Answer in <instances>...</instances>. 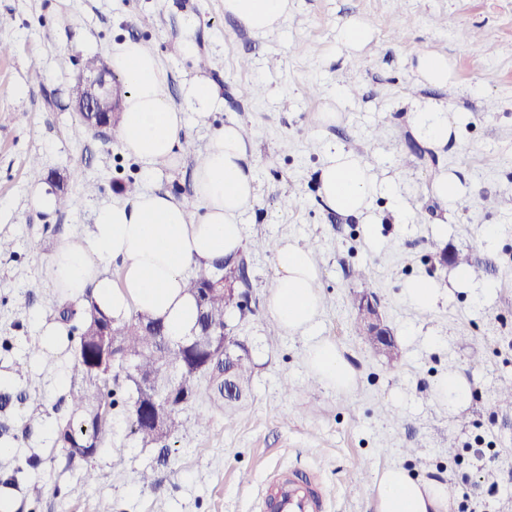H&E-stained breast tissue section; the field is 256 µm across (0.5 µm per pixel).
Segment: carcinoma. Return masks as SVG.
I'll return each mask as SVG.
<instances>
[{"label": "carcinoma", "mask_w": 512, "mask_h": 512, "mask_svg": "<svg viewBox=\"0 0 512 512\" xmlns=\"http://www.w3.org/2000/svg\"><path fill=\"white\" fill-rule=\"evenodd\" d=\"M224 266V278L236 287L250 289L249 263L241 253L234 260L219 259L214 266ZM212 287L210 271L202 269L187 279V291L194 297L197 307L196 328L189 336H172L161 321L142 312H133L128 319L117 322L95 305L82 309V328L86 336L79 341L72 369L73 385L69 392L70 414L58 427L57 442L61 445L66 464L89 462L108 440L112 428L110 385L123 382L129 385L130 432L144 446L158 444L178 430L177 417H172L166 429L157 433L136 420V405L143 392L139 381L151 379L159 384L163 393H171L172 405L182 408L193 402L197 395L194 384L200 377L209 379L211 391L222 401L224 416L231 417L236 404L224 400V359L211 357L217 345V328L228 327L224 343L239 352L233 364V376L242 387L250 389L254 362L246 344L233 335L234 327L228 322L229 313L238 309L237 297L222 291L201 295L202 289ZM120 329L119 346L110 357L101 360L95 333L107 328ZM176 371L184 378L185 386L173 390Z\"/></svg>", "instance_id": "cac0c4a2"}]
</instances>
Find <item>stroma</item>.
Here are the masks:
<instances>
[{"label": "stroma", "mask_w": 512, "mask_h": 512, "mask_svg": "<svg viewBox=\"0 0 512 512\" xmlns=\"http://www.w3.org/2000/svg\"><path fill=\"white\" fill-rule=\"evenodd\" d=\"M0 370L12 373V402L0 408V497L14 512H268L277 476L300 470L324 491L325 512H372V488L389 465L412 476L446 478L456 495L452 512H512V406L497 389L512 379V0H293L282 27L250 34L224 13V0H0ZM198 21L201 64L183 59L179 24ZM364 17L375 42L363 55L341 49L338 26ZM144 42L169 72V93L203 76L224 99L207 124L190 123L194 146L175 168L148 176L111 135L78 122L68 90L85 58L108 47ZM447 55L454 78L442 90L415 83L419 52ZM38 68H31V59ZM448 103L466 120L454 147H429L406 120L414 104ZM324 112L339 113L324 124ZM235 121L249 130L257 191L241 216L251 245L252 313L237 333L252 348L255 373L233 417L213 411L209 428L196 424L212 409L207 379L179 415L165 462L130 433L127 386L115 389L112 434L91 461L66 466L56 427L68 414L74 349L43 368L29 356L36 322L55 318L58 288L45 276L57 242L87 229L100 208L127 200L123 185L160 189L194 202L193 171L215 130ZM358 152L379 178L395 181L409 221H393L388 199L375 239L356 219L325 210L319 168L333 147ZM276 165H267V157ZM46 172L68 176L71 205L48 213L33 208L31 158ZM81 178H72L73 170ZM455 173L471 192L441 211L434 180ZM94 191H87L86 183ZM494 242H486L487 229ZM316 242L323 308L320 335L333 340L355 371L347 396L314 381L305 338L267 339L266 296L275 278L273 255L256 241ZM469 254L484 274L458 285L457 265L443 255ZM369 267V280L355 272ZM426 278L440 288L428 310L411 306L404 284ZM377 296L402 351L389 367L357 336L351 300ZM482 359L472 368V359ZM455 371L467 379L465 407L448 411L434 389ZM153 470L154 486L142 484ZM43 488L41 497L30 492Z\"/></svg>", "instance_id": "35a3bbf8"}]
</instances>
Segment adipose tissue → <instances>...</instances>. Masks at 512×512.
I'll list each match as a JSON object with an SVG mask.
<instances>
[{
  "label": "adipose tissue",
  "instance_id": "obj_1",
  "mask_svg": "<svg viewBox=\"0 0 512 512\" xmlns=\"http://www.w3.org/2000/svg\"><path fill=\"white\" fill-rule=\"evenodd\" d=\"M290 11L291 0H224L225 14L259 36L279 28ZM107 57L127 86L117 129L121 146L146 164L178 165L189 121L206 123L222 106L215 86L197 77L184 83L177 103L168 94L166 68L142 42L125 39ZM407 121L420 141L441 148L457 141L464 115L444 102L428 101ZM319 182L325 206L368 227L378 221L376 197L395 193L359 153L342 147L328 151ZM194 191V209L167 192H137L126 202L100 208L87 232L59 241L45 270L62 299L91 301L117 320L143 312L162 320L172 335H190L196 305L186 290L188 270L236 256L244 247L240 217L255 196L256 174L238 123L214 132L194 169ZM273 263L276 276L267 296L272 320L285 334L306 339L307 367L326 387L351 393L353 369L336 343L317 332L323 296L312 250L283 238ZM114 264L121 272L117 280L110 271ZM451 502L447 483L413 479L399 464L383 469L373 487L374 512H450Z\"/></svg>",
  "mask_w": 512,
  "mask_h": 512
}]
</instances>
